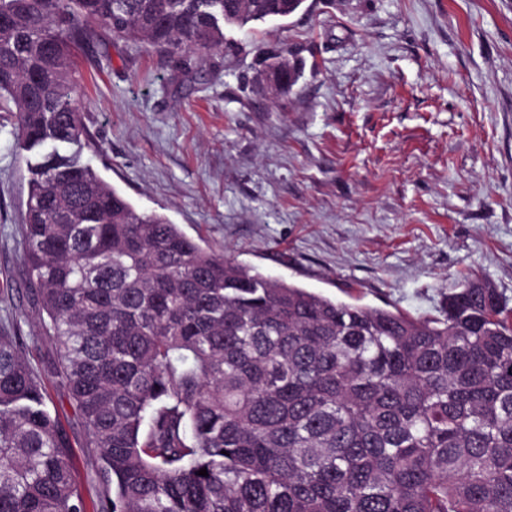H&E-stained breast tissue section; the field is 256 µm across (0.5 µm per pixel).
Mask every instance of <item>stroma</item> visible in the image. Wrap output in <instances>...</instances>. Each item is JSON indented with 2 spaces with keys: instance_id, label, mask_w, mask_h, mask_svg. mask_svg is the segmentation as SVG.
Returning <instances> with one entry per match:
<instances>
[{
  "instance_id": "stroma-1",
  "label": "stroma",
  "mask_w": 512,
  "mask_h": 512,
  "mask_svg": "<svg viewBox=\"0 0 512 512\" xmlns=\"http://www.w3.org/2000/svg\"><path fill=\"white\" fill-rule=\"evenodd\" d=\"M180 59L99 31L76 55L85 155L205 250L324 296L435 315L467 274L512 304V0H305ZM296 47L303 78L255 79ZM0 113V326H14L94 488L25 295L26 165Z\"/></svg>"
}]
</instances>
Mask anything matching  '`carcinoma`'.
Listing matches in <instances>:
<instances>
[{
  "label": "carcinoma",
  "mask_w": 512,
  "mask_h": 512,
  "mask_svg": "<svg viewBox=\"0 0 512 512\" xmlns=\"http://www.w3.org/2000/svg\"><path fill=\"white\" fill-rule=\"evenodd\" d=\"M302 5L0 0L28 299L97 475L89 499L1 327L0 512H512V307L490 282L436 316L333 300L207 252L84 159L72 56L97 28L206 60ZM273 58L272 91L302 73L292 49Z\"/></svg>",
  "instance_id": "carcinoma-1"
}]
</instances>
